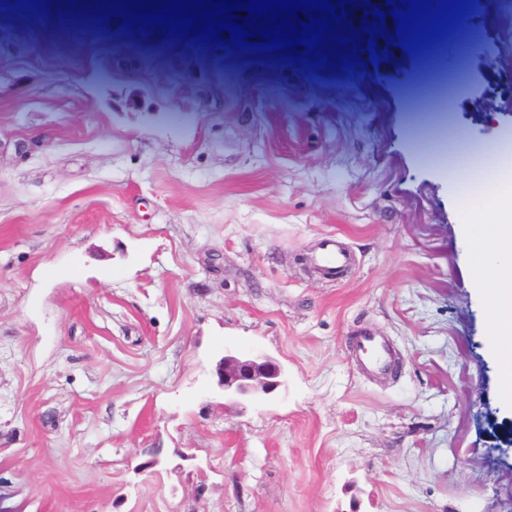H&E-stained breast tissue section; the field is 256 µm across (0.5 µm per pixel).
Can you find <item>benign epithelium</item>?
Here are the masks:
<instances>
[{"label":"benign epithelium","instance_id":"7a95c632","mask_svg":"<svg viewBox=\"0 0 512 512\" xmlns=\"http://www.w3.org/2000/svg\"><path fill=\"white\" fill-rule=\"evenodd\" d=\"M217 375L224 390L253 398L270 395L283 385L281 366L265 354L239 357L227 351Z\"/></svg>","mask_w":512,"mask_h":512}]
</instances>
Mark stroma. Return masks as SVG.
Listing matches in <instances>:
<instances>
[{"instance_id":"obj_1","label":"stroma","mask_w":512,"mask_h":512,"mask_svg":"<svg viewBox=\"0 0 512 512\" xmlns=\"http://www.w3.org/2000/svg\"><path fill=\"white\" fill-rule=\"evenodd\" d=\"M304 73L0 7V512H512L485 249L429 103L512 126V6ZM334 234L356 265L314 275ZM390 337L396 376L346 347ZM284 384L226 394L225 352Z\"/></svg>"}]
</instances>
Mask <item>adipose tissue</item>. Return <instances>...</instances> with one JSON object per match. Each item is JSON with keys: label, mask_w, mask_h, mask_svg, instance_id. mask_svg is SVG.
<instances>
[{"label": "adipose tissue", "mask_w": 512, "mask_h": 512, "mask_svg": "<svg viewBox=\"0 0 512 512\" xmlns=\"http://www.w3.org/2000/svg\"><path fill=\"white\" fill-rule=\"evenodd\" d=\"M489 207L495 221L486 225L484 232L495 250L507 254L508 259L488 267L480 282L483 291L491 293L494 300L490 327L501 343L495 355L501 369L503 404L512 412V191L497 192Z\"/></svg>", "instance_id": "ef3b65f1"}]
</instances>
